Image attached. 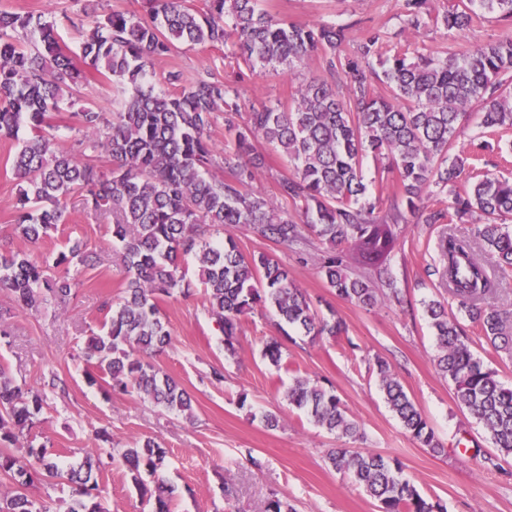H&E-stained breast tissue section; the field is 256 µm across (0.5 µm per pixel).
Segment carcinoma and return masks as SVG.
Instances as JSON below:
<instances>
[{"mask_svg":"<svg viewBox=\"0 0 512 512\" xmlns=\"http://www.w3.org/2000/svg\"><path fill=\"white\" fill-rule=\"evenodd\" d=\"M84 32L79 59L62 43L56 21L44 14L0 8V139L14 140L11 162L18 187L12 229L36 245L69 215L63 199L76 195L88 214L112 217V267L121 291L102 302L103 333L84 349L88 384L194 419L192 398L152 358L171 342L159 302L193 294L183 263H198L205 310L229 356L237 352L243 317L270 308L282 336L266 342L263 356L281 364L289 330L336 340L342 320L313 309L288 268L265 252L243 254L231 229L247 225L261 239L294 249L307 243L304 230L323 245L319 269L336 295L371 310L404 304L389 276V262L411 214L419 224H441L439 265L434 274L459 311L478 323L487 344L512 357V316L490 301L496 274L512 271V179L472 173L470 190L447 203L448 188L471 168L470 155L454 151L462 122L479 113L481 134L512 127V37L478 45L451 42L414 46L382 28L357 38L349 27L300 24L279 17L261 0H145L146 14L104 12L98 0H82ZM403 29L460 32L479 18L475 6L496 22L512 25V0H458L433 14L426 0H396ZM179 44L224 49V59L243 60L249 74L226 82L205 73L185 83L170 71L156 78V61ZM320 71L302 78L286 105L245 100L239 83L267 74H301L312 57ZM377 59L381 70L373 67ZM102 79L124 96L111 112L89 104L72 113L79 138L66 147L51 116L65 110L74 91ZM232 147L212 138L216 114ZM262 141L284 153L292 172L278 181L273 198L256 187L266 168ZM395 174L396 190L369 188L364 160ZM293 205L295 212L288 211ZM450 224H475L473 236L448 232ZM494 258L488 266L477 251ZM97 254L80 241L53 263L0 242V290L22 310L38 311L53 300L77 297L78 282L66 269L92 266ZM437 337L436 367L455 400L473 416L491 443L512 457V388L476 357L457 317L439 299L423 301ZM373 370L404 430L434 453L444 451L428 419L407 395L383 358ZM288 405L339 439L356 437L360 425L336 393L297 376ZM44 398L14 384L0 367V444L14 445L22 430L41 423ZM132 472L149 512H171L172 491L162 481L150 488L167 451L152 439L114 448ZM331 467L379 503L380 512H447L423 497L403 465L378 454L332 450ZM100 457L91 452L67 467L45 445L28 441L17 454L0 453V474L19 487L36 482L67 484L68 512H106L97 479ZM0 512H43L17 491L0 494Z\"/></svg>","mask_w":512,"mask_h":512,"instance_id":"obj_1","label":"carcinoma"}]
</instances>
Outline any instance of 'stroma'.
Instances as JSON below:
<instances>
[{
	"instance_id": "35a3bbf8",
	"label": "stroma",
	"mask_w": 512,
	"mask_h": 512,
	"mask_svg": "<svg viewBox=\"0 0 512 512\" xmlns=\"http://www.w3.org/2000/svg\"><path fill=\"white\" fill-rule=\"evenodd\" d=\"M263 6L301 24H346L354 35L382 27L412 43L440 46L452 40L443 29L417 34L403 30L395 0H263ZM156 70L180 72L187 81L207 71L228 81L235 78L224 64L223 51L199 45L178 46L157 61ZM16 150V142L0 140V235L10 234L13 222L17 187L10 167ZM66 205L69 223L31 247L35 256L54 259L77 239L91 249L102 246L109 218L83 213L75 196ZM440 230L437 224L406 225L389 266L404 303L367 310L337 297L328 287L318 268L316 240H309L300 254L274 246L247 226L234 228L241 251H264L288 266L318 313L336 312L347 333L335 341L296 333L276 367L262 356L266 340L278 333L272 313L258 310L244 318L238 354L230 359L203 308V295L161 302L172 344L155 362L191 395L195 418L190 422L138 396L106 394L85 379L81 353L103 323L101 300L119 291L120 277L107 255L95 267H71L70 274L81 287L70 303H48L37 314L15 315L13 342L0 347V365L8 368L16 384L32 390L41 389L44 377L52 373L65 381V393L48 394L37 429L38 443L61 462L80 459L93 448L101 430L109 435L112 447L151 438L166 448L162 478L175 490L173 512H264L274 494L287 500L294 512H378L376 501L336 473L326 459L331 449L344 443L289 407L285 392L296 373L333 386L358 421L362 438L344 445L399 459L419 492L441 499L447 512H512V458L493 448L482 427L458 407L436 368L438 349L422 303L444 294L432 273ZM448 311L457 314L474 353L501 382L512 385V359L495 353L480 326L458 315L456 304H449ZM377 356L392 364L429 420L443 453L420 445L390 411L369 367ZM214 368L223 369V384L207 381ZM266 412L279 415V428L264 427L261 416ZM467 440L481 445L480 455L464 449ZM101 460L108 512H148L121 460L112 459L109 450L102 451ZM228 484L234 491L229 498L224 495Z\"/></svg>"
}]
</instances>
